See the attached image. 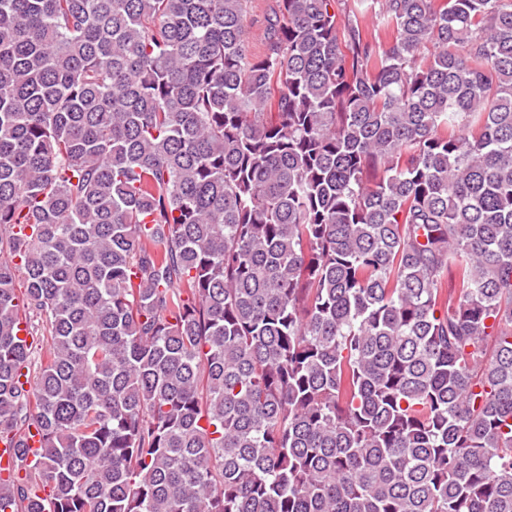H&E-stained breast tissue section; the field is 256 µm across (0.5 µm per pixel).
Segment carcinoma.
I'll return each instance as SVG.
<instances>
[{"mask_svg":"<svg viewBox=\"0 0 512 512\" xmlns=\"http://www.w3.org/2000/svg\"><path fill=\"white\" fill-rule=\"evenodd\" d=\"M248 2L0 0V512H512V0ZM275 0H250L248 4L247 41L252 52L259 53L264 49V33L266 20L275 6Z\"/></svg>","mask_w":512,"mask_h":512,"instance_id":"cac0c4a2","label":"carcinoma"}]
</instances>
